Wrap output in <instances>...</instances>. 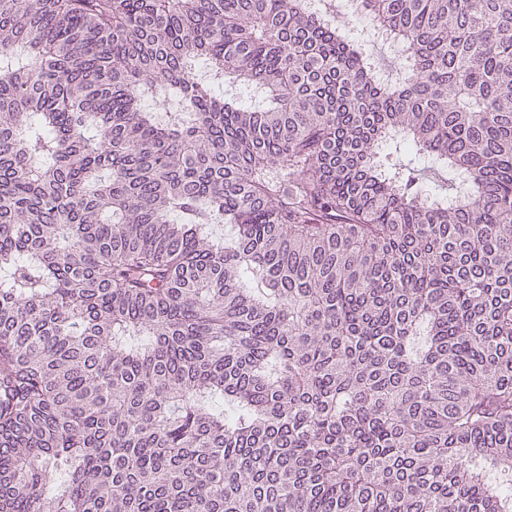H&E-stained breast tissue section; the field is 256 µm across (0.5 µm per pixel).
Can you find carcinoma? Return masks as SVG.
Masks as SVG:
<instances>
[{
	"label": "carcinoma",
	"mask_w": 512,
	"mask_h": 512,
	"mask_svg": "<svg viewBox=\"0 0 512 512\" xmlns=\"http://www.w3.org/2000/svg\"><path fill=\"white\" fill-rule=\"evenodd\" d=\"M362 2L0 0V512H512V0ZM370 23L367 20L360 22V28H365L364 50L372 60H375L384 68H397L402 56L401 49L394 45H388L382 42L381 35L374 36L369 32Z\"/></svg>",
	"instance_id": "1"
}]
</instances>
